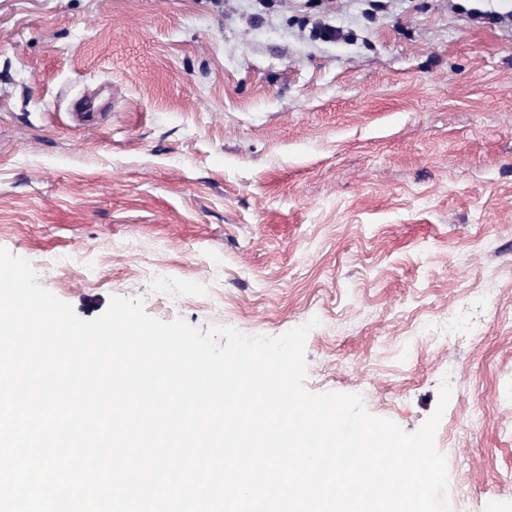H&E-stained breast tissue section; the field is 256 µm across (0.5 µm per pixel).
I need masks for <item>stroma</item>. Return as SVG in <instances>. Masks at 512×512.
<instances>
[{
	"label": "stroma",
	"mask_w": 512,
	"mask_h": 512,
	"mask_svg": "<svg viewBox=\"0 0 512 512\" xmlns=\"http://www.w3.org/2000/svg\"><path fill=\"white\" fill-rule=\"evenodd\" d=\"M0 248L83 319H318L307 388L408 432L449 382L452 512H512V0H0Z\"/></svg>",
	"instance_id": "obj_1"
}]
</instances>
